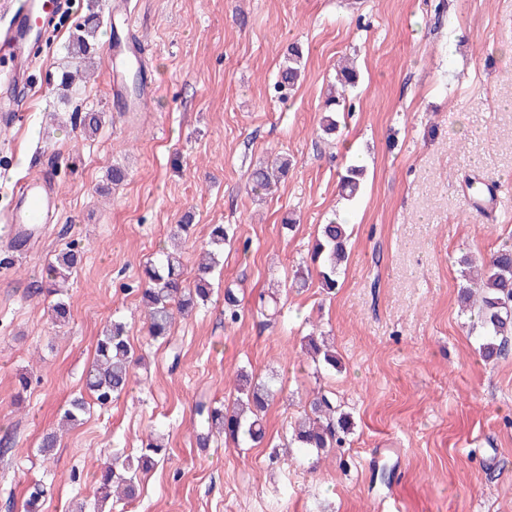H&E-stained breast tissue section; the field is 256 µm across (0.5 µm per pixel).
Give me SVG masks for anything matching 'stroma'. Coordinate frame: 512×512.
I'll return each instance as SVG.
<instances>
[{"instance_id":"35a3bbf8","label":"stroma","mask_w":512,"mask_h":512,"mask_svg":"<svg viewBox=\"0 0 512 512\" xmlns=\"http://www.w3.org/2000/svg\"><path fill=\"white\" fill-rule=\"evenodd\" d=\"M112 2L76 0L30 68L24 124L0 127V186L45 175L61 194L38 248H0V512H24L36 481L44 512H75L92 503L113 449L137 452L155 434L167 459L112 512H512V352L481 360L458 295L461 258L512 239V0H133L156 94L150 111L130 114L114 111L105 69ZM93 11L92 77L59 98L68 47ZM294 45L304 72L282 95L275 75ZM345 58L360 79L331 138L320 122ZM88 112L105 115L92 134L73 120ZM278 155L285 179L251 193L252 169ZM355 162L364 189L350 202L338 174ZM115 166L125 172L116 184ZM473 174L508 186L500 207L469 209ZM332 216L351 230L340 288L325 294L313 276L293 287ZM186 218V283L211 225H233L235 237L208 302L155 341L139 307L143 268ZM70 247L81 262L61 297L71 317L56 325L59 297L43 275ZM228 286L241 300L233 323ZM271 298L280 314L269 323L257 307ZM115 320L141 358L130 388L60 430ZM315 329L339 368L305 355ZM242 372L277 390L264 444L217 436L200 447L196 403H232ZM320 391L350 415L344 447L277 455Z\"/></svg>"}]
</instances>
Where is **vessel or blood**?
I'll return each mask as SVG.
<instances>
[{
  "label": "vessel or blood",
  "mask_w": 512,
  "mask_h": 512,
  "mask_svg": "<svg viewBox=\"0 0 512 512\" xmlns=\"http://www.w3.org/2000/svg\"><path fill=\"white\" fill-rule=\"evenodd\" d=\"M60 6V0H0V83L8 88L9 109L15 118H23L28 110L24 75L32 64L34 45L56 19ZM140 51V34L131 25L109 48L111 57L121 59ZM108 78L115 100L127 102L132 112L149 111L153 83L142 82L139 96L130 102L123 74L112 70ZM11 194L9 222L0 228V240L14 249L39 239L43 225L56 214L59 195L55 184L42 176L15 184Z\"/></svg>",
  "instance_id": "obj_1"
}]
</instances>
